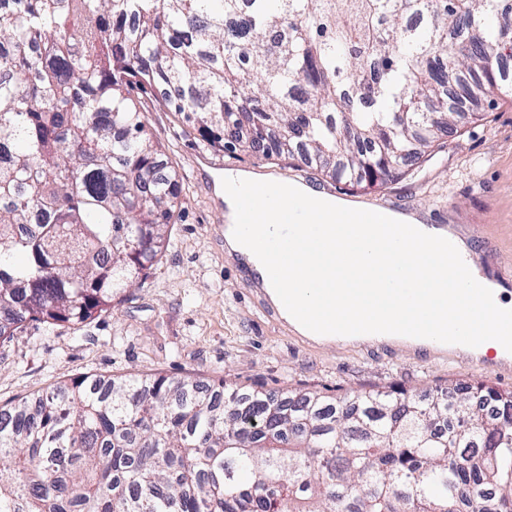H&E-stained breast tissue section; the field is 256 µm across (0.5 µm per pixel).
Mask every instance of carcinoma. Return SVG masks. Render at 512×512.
Here are the masks:
<instances>
[{
	"instance_id": "cac0c4a2",
	"label": "carcinoma",
	"mask_w": 512,
	"mask_h": 512,
	"mask_svg": "<svg viewBox=\"0 0 512 512\" xmlns=\"http://www.w3.org/2000/svg\"><path fill=\"white\" fill-rule=\"evenodd\" d=\"M502 56L512 0H0V341L80 329L167 248L177 181L131 91L367 190L512 99ZM0 512H512V391L87 375L0 407Z\"/></svg>"
}]
</instances>
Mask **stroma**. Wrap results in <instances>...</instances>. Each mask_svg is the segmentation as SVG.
Instances as JSON below:
<instances>
[{
  "label": "stroma",
  "instance_id": "obj_1",
  "mask_svg": "<svg viewBox=\"0 0 512 512\" xmlns=\"http://www.w3.org/2000/svg\"><path fill=\"white\" fill-rule=\"evenodd\" d=\"M145 130L159 141L179 180L181 205L167 251L147 280L112 312L78 330L27 325L0 344V405L33 396L83 374L159 372L171 378L226 379L271 392L318 390L342 395L373 386L416 396L436 387L487 380L512 390V357L488 369L461 352L428 354L375 341L313 342L296 335L255 286L240 259L224 251V209L198 171L205 154L238 171L306 183L328 195L416 213L464 239L475 269L512 302V100L485 104L484 116L462 119L445 152L399 182L367 192L264 153L214 147L191 124L145 96Z\"/></svg>",
  "mask_w": 512,
  "mask_h": 512
}]
</instances>
